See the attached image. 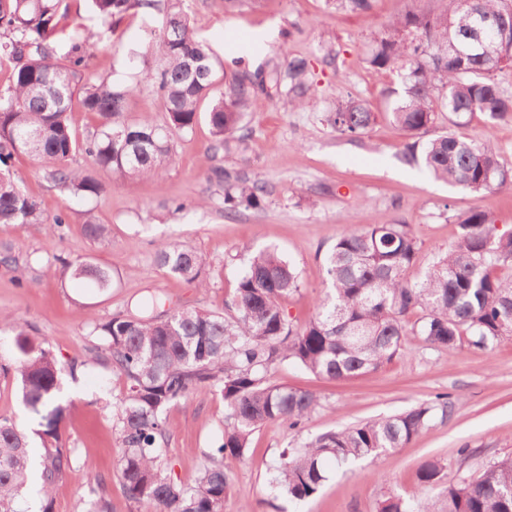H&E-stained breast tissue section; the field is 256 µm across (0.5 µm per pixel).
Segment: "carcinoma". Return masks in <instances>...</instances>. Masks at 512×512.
<instances>
[{
  "label": "carcinoma",
  "instance_id": "cac0c4a2",
  "mask_svg": "<svg viewBox=\"0 0 512 512\" xmlns=\"http://www.w3.org/2000/svg\"><path fill=\"white\" fill-rule=\"evenodd\" d=\"M155 0H92L100 21L116 27ZM160 26L150 30L155 65L127 74L120 81L89 72L87 39L63 35L66 62L57 60L60 0H0V60L10 63L9 85L0 92V167L16 154L30 156L56 183L80 197L105 191L96 170L113 178L154 179L172 157L173 136L191 131L200 119L210 127L209 152L216 157L243 149L248 132L244 114L261 92L271 99L288 96L295 109L316 111L318 99L308 82V63L292 57L285 66L234 72L225 90L212 49L200 41L185 14L183 0H166ZM336 9L353 13L370 9L371 0H330ZM438 13L407 12L393 19L370 45L367 62L378 71H397L405 95L390 112L391 123L405 137L404 151L421 161L436 179L473 193L512 190V166L488 138H463L451 132L419 143L439 118L461 126L480 113L495 125L512 122V94L496 73L512 66V0H443ZM487 21L486 41L495 46L491 59L465 45L476 16ZM454 44L461 52L439 50ZM149 85L158 96L165 125L126 118L132 95ZM209 101L206 114L200 104ZM100 119L99 129L82 144L73 133V104ZM377 115L358 98L336 105L333 125L350 135L363 134ZM82 151L93 169L74 172L69 161ZM213 179L224 185V208H259L266 196L263 182H241L221 167ZM65 223L63 213L45 214L39 202L0 171V224ZM455 244L417 280L407 276L419 246L405 224L381 221L345 229L326 256L331 291L321 298L308 323L288 320L282 302L300 291L295 267L274 249L250 254L247 267L221 310L165 307L150 294L135 310L120 311L96 323L93 335L102 343L89 352L124 381L113 410L122 455L118 482L125 497L143 512H224L233 478L224 466L250 449L253 434L279 424L302 430L320 406L310 389L271 381L278 365L292 361L326 380L355 377L382 367L405 349L412 333L436 348L454 347L462 336L469 346L486 350L512 340V277L496 269L512 266V231H501L488 215L472 209L458 217ZM85 235L99 241L109 226L92 212L83 222ZM155 261L169 274L208 287L202 255L185 242H161ZM62 276L105 292L112 274L88 261H65ZM420 314L414 326L407 318ZM17 336L21 357L16 373L23 403L40 416L44 452L41 481L51 512L54 487L64 479L77 449L61 442L64 408L56 403L59 367L53 352L29 340L25 326L0 314ZM208 391L224 401V430L217 447L201 454L195 473L175 478L165 458L170 427L166 409L188 396ZM455 402L439 395L430 405L312 437L301 448H285L270 469V484L294 501L315 494L327 480L324 464L340 471L364 456L402 448L428 426L436 412L449 416ZM27 435L0 418V512H16L15 503L27 480ZM445 465L424 462L418 470L422 487L438 484ZM95 499L89 512H112L110 494L94 478ZM446 509L422 499L387 498L380 512H512V456L489 463L474 480L450 483L442 491Z\"/></svg>",
  "mask_w": 512,
  "mask_h": 512
}]
</instances>
